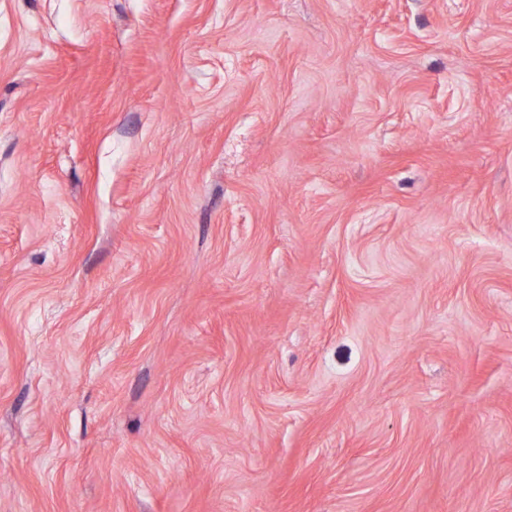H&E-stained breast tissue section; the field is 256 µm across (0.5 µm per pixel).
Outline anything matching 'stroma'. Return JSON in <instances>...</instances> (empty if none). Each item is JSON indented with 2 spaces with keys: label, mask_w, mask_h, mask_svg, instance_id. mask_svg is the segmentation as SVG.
Returning <instances> with one entry per match:
<instances>
[{
  "label": "stroma",
  "mask_w": 512,
  "mask_h": 512,
  "mask_svg": "<svg viewBox=\"0 0 512 512\" xmlns=\"http://www.w3.org/2000/svg\"><path fill=\"white\" fill-rule=\"evenodd\" d=\"M0 512H512V0H0Z\"/></svg>",
  "instance_id": "stroma-1"
}]
</instances>
